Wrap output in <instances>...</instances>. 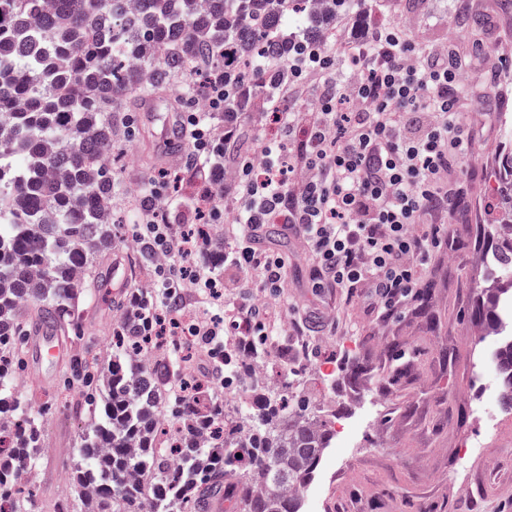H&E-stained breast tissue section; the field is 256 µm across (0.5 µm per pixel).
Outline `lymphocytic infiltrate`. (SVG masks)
<instances>
[{"instance_id": "1", "label": "lymphocytic infiltrate", "mask_w": 512, "mask_h": 512, "mask_svg": "<svg viewBox=\"0 0 512 512\" xmlns=\"http://www.w3.org/2000/svg\"><path fill=\"white\" fill-rule=\"evenodd\" d=\"M353 78L336 81V60L322 41L293 38L267 61L234 64L211 74L204 87L207 108L183 113L191 146L189 167L206 173L213 188L187 205L155 206L153 188L133 229L136 242L163 257L154 288L162 299L143 318L146 331L170 330L208 347L223 336H271L269 300L288 286L282 256L261 248L272 218L297 232L312 259L314 290L364 300L376 319L403 312L419 295L425 269L438 249L454 240L448 217L463 195L460 174L475 154L461 112L462 74L469 65L447 47L420 49L400 23L368 31L349 56ZM274 84L262 108L278 125L277 139L238 145L232 169H214L235 138L238 113L228 104L244 79ZM313 96L305 112L281 111L282 100ZM228 124L220 132L217 120ZM183 223L209 218L224 227V263L234 283L187 272L185 258L198 249ZM224 308L220 321L184 319V296Z\"/></svg>"}]
</instances>
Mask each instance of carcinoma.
<instances>
[{
  "mask_svg": "<svg viewBox=\"0 0 512 512\" xmlns=\"http://www.w3.org/2000/svg\"><path fill=\"white\" fill-rule=\"evenodd\" d=\"M308 33L321 23L374 10V0H294ZM261 15L266 27L250 19ZM277 0H0V421L25 423L18 453L35 464L45 448L40 416L15 392L27 369L33 326L59 329L73 351L63 389L78 388L72 408L89 418L72 477L95 488L82 512H204L207 493L238 499L242 512H301L300 492L334 436L331 415L284 379L261 388L239 424L224 425V400L209 385L185 381L190 358L175 347L165 361L143 362L148 343L138 322L119 317L108 369L81 345L79 303L94 267L112 247V198L128 192L102 159L116 137L130 136V103L174 79L184 95L195 78L224 67V49L254 62L283 51ZM271 89L239 86L242 112ZM496 192L512 178V153L499 156ZM480 231L495 241L499 283L483 289L482 328L502 332L500 304L512 305V206ZM494 362L503 405L512 409V340ZM169 416L192 415L209 401L215 443L156 445L154 405L170 384Z\"/></svg>",
  "mask_w": 512,
  "mask_h": 512,
  "instance_id": "1",
  "label": "carcinoma"
}]
</instances>
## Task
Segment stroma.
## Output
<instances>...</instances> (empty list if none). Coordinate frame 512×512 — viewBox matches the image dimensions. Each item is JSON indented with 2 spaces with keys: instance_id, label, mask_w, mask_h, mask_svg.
<instances>
[{
  "instance_id": "stroma-1",
  "label": "stroma",
  "mask_w": 512,
  "mask_h": 512,
  "mask_svg": "<svg viewBox=\"0 0 512 512\" xmlns=\"http://www.w3.org/2000/svg\"><path fill=\"white\" fill-rule=\"evenodd\" d=\"M400 20L416 40L455 48L471 60L462 111L479 160L466 168L468 191L449 218L454 246L428 269L441 280L430 300L432 317L408 311L381 324L359 299L313 293L303 244L281 225H269L263 244L287 257L292 299L278 306L282 333L268 343L270 373L277 380L283 370L295 371L314 403L336 411L338 434L302 491V512H512V410L501 403L492 362L501 339L485 335L475 315L479 279L490 267L477 230L499 217L488 176L499 152L512 150V127L505 123L512 118V12L496 0H394L368 17L343 18L337 37L349 44L370 25ZM178 98L164 89L157 111L134 112L135 136L117 143L109 158L127 185L146 187L183 169V162L161 159L181 145L168 121ZM137 209L113 199L115 239L81 306L84 349L102 365L112 358L120 311L152 279V266L128 245ZM330 310L343 329L322 326L320 317ZM356 360L363 371L351 380L343 367ZM326 365L333 369L328 380ZM70 400L63 392L42 416L50 448L37 463L40 491L26 512L78 499L70 474L81 464L86 421L70 413Z\"/></svg>"
}]
</instances>
